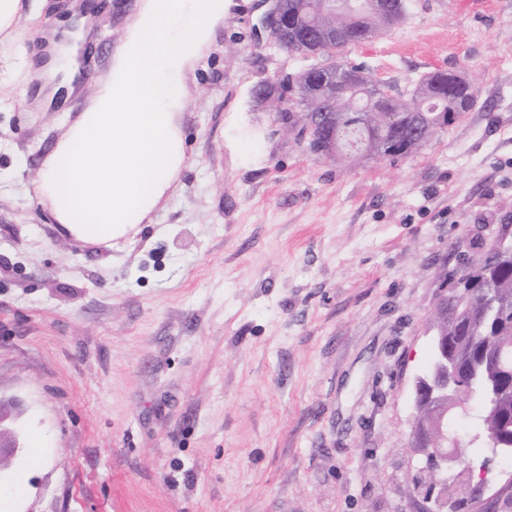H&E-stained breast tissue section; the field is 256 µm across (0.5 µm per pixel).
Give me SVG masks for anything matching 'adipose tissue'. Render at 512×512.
<instances>
[{"label": "adipose tissue", "instance_id": "1", "mask_svg": "<svg viewBox=\"0 0 512 512\" xmlns=\"http://www.w3.org/2000/svg\"><path fill=\"white\" fill-rule=\"evenodd\" d=\"M224 18V0H142L109 71L47 157L38 201L75 239L105 242L144 223L185 165L178 114L191 69ZM38 71L56 94L77 70L72 49L55 35Z\"/></svg>", "mask_w": 512, "mask_h": 512}]
</instances>
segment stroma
Returning <instances> with one entry per match:
<instances>
[{
  "instance_id": "obj_1",
  "label": "stroma",
  "mask_w": 512,
  "mask_h": 512,
  "mask_svg": "<svg viewBox=\"0 0 512 512\" xmlns=\"http://www.w3.org/2000/svg\"><path fill=\"white\" fill-rule=\"evenodd\" d=\"M85 91L141 0H81ZM347 55L409 99L459 74L476 106L415 155L350 166L277 118L314 57L230 0L184 82L187 164L149 223L107 244L61 234L36 182L83 93L38 92L63 0H21L0 49V512H426L489 489L512 512V457L472 445L433 493L409 446L428 326L462 256L512 210V0H407ZM272 91L258 97L259 88Z\"/></svg>"
}]
</instances>
